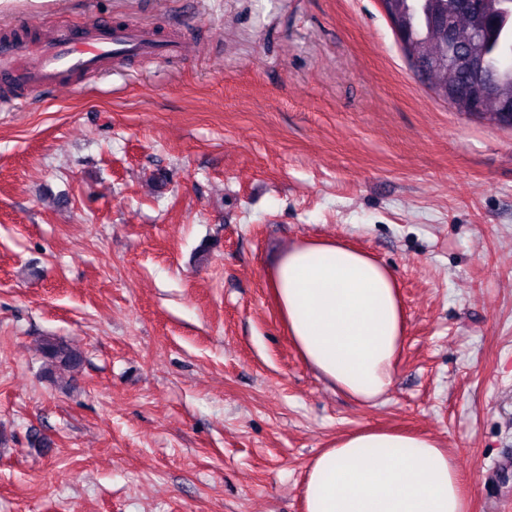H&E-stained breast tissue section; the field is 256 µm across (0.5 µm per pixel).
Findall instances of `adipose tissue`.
Here are the masks:
<instances>
[{"label": "adipose tissue", "instance_id": "1", "mask_svg": "<svg viewBox=\"0 0 512 512\" xmlns=\"http://www.w3.org/2000/svg\"><path fill=\"white\" fill-rule=\"evenodd\" d=\"M278 315L303 361L357 402L383 397L405 340L393 272L367 252L304 239L268 275ZM304 512H468L455 463L425 434L361 428L310 463Z\"/></svg>", "mask_w": 512, "mask_h": 512}]
</instances>
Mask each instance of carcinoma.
Wrapping results in <instances>:
<instances>
[{
  "instance_id": "1",
  "label": "carcinoma",
  "mask_w": 512,
  "mask_h": 512,
  "mask_svg": "<svg viewBox=\"0 0 512 512\" xmlns=\"http://www.w3.org/2000/svg\"><path fill=\"white\" fill-rule=\"evenodd\" d=\"M399 10L409 19L412 36L406 42L410 67L417 76L426 75L433 87L440 89L453 81L458 96L444 102L456 112L467 113L460 100L471 97L475 86L483 89L475 100L477 115L502 121L503 97H512V0H480L488 22L485 33H479L472 12L461 0H395ZM477 46L484 56V69L476 74L462 68L458 59ZM43 357L52 366L76 368L82 354L54 339L41 344Z\"/></svg>"
}]
</instances>
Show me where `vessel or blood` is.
<instances>
[{
  "label": "vessel or blood",
  "instance_id": "obj_1",
  "mask_svg": "<svg viewBox=\"0 0 512 512\" xmlns=\"http://www.w3.org/2000/svg\"><path fill=\"white\" fill-rule=\"evenodd\" d=\"M178 41H156L137 27H116L99 22L92 35L82 28L57 26L49 42L38 53L28 44L0 40V87L30 92L46 86L72 83L81 76L104 71L129 57L142 59L179 55Z\"/></svg>",
  "mask_w": 512,
  "mask_h": 512
}]
</instances>
